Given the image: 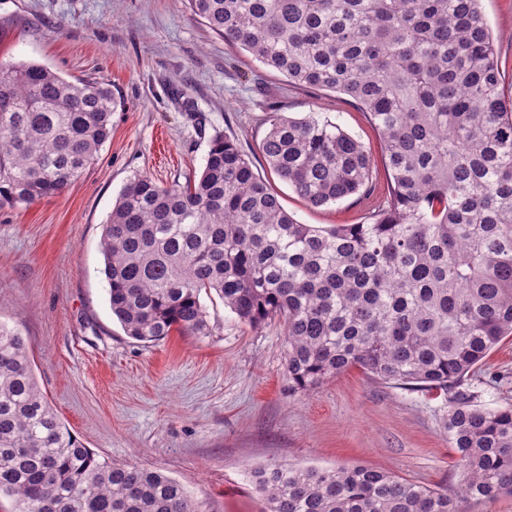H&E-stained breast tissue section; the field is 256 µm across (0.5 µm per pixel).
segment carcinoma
I'll list each match as a JSON object with an SVG mask.
<instances>
[{
    "mask_svg": "<svg viewBox=\"0 0 512 512\" xmlns=\"http://www.w3.org/2000/svg\"><path fill=\"white\" fill-rule=\"evenodd\" d=\"M227 45L288 83L342 93L379 132L387 204L361 224H302L224 134L199 178L124 185L101 248L109 307L139 342L210 334L202 293L286 328L288 395L352 367L448 396L453 493L365 466L255 472L263 512H464L512 496V406L463 388L512 335V91L480 0H188ZM110 85L0 66V207L62 194L109 138ZM259 149L308 205L368 195L366 146L274 112ZM15 512H208L178 480L99 460L65 428L24 338L0 323V496Z\"/></svg>",
    "mask_w": 512,
    "mask_h": 512,
    "instance_id": "cac0c4a2",
    "label": "carcinoma"
}]
</instances>
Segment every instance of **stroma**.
Returning a JSON list of instances; mask_svg holds the SVG:
<instances>
[{"mask_svg":"<svg viewBox=\"0 0 512 512\" xmlns=\"http://www.w3.org/2000/svg\"><path fill=\"white\" fill-rule=\"evenodd\" d=\"M512 81V0H481ZM37 62L111 85L119 106L94 163L64 193L0 208V323L25 339L38 383L68 431L100 459L161 471L210 512H261L253 473L274 465H363L455 489L459 456L444 396L353 368L288 396L285 330L246 325L206 299L212 333L142 343L109 308L100 252L115 200L136 175L169 186L200 175L211 137L233 140L304 224H358L355 198L310 207L258 150L282 112H314L370 148L373 200L390 183L378 133L345 95L288 84L225 45L186 0H0V62ZM476 405L512 404V336L465 381Z\"/></svg>","mask_w":512,"mask_h":512,"instance_id":"35a3bbf8","label":"stroma"}]
</instances>
